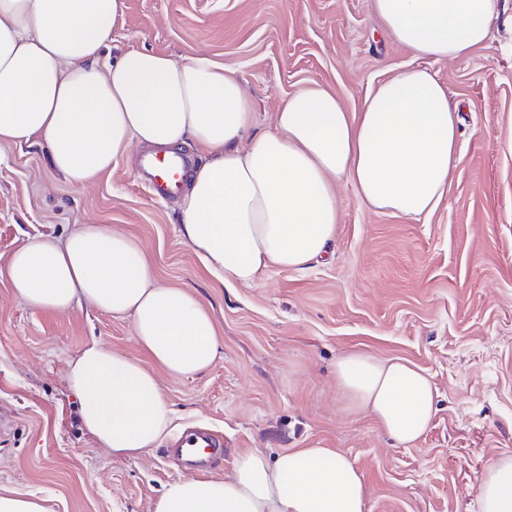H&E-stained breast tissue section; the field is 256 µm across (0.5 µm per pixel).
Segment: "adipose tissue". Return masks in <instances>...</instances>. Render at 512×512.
Segmentation results:
<instances>
[{
    "mask_svg": "<svg viewBox=\"0 0 512 512\" xmlns=\"http://www.w3.org/2000/svg\"><path fill=\"white\" fill-rule=\"evenodd\" d=\"M122 0H0V143L44 144L74 185L110 170L132 146L174 154L195 146L207 163L185 177L179 233L223 284L250 286L272 268L304 270L336 234L340 184L368 207L408 220L434 212L462 156L457 106L427 69L380 82L347 109L310 83L288 96L276 130L251 135V102L235 71L201 56L177 61L104 50ZM385 32L415 58L455 60L489 41L500 0H372ZM7 276L30 308L64 313L87 304L132 319L151 360L173 377L217 355L209 311L187 290L155 283L146 252L106 224L15 251ZM83 426L117 457L164 441L173 409L155 371L93 341L66 373ZM337 391L396 444L430 426L436 389L420 367L368 352L337 358ZM365 487L333 448L268 457L239 454L221 478H180L153 512H364ZM478 512H512V454L484 471Z\"/></svg>",
    "mask_w": 512,
    "mask_h": 512,
    "instance_id": "1",
    "label": "adipose tissue"
}]
</instances>
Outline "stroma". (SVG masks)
Here are the masks:
<instances>
[{"mask_svg":"<svg viewBox=\"0 0 512 512\" xmlns=\"http://www.w3.org/2000/svg\"><path fill=\"white\" fill-rule=\"evenodd\" d=\"M132 47L234 68L257 134L274 131L282 101L303 84L352 110L413 62L370 0H122L105 55ZM425 66L460 108L462 162L441 205L408 221L341 185L328 256L302 271L270 269L252 286L206 271L180 239L178 198L140 181L138 151L75 186L43 147L0 144V493L50 499L54 512H153L169 483L223 477L240 453L333 448L360 472L365 512H477L484 470L512 454V24L495 21L468 57ZM83 224L136 240L157 284L192 292L216 326L207 370L158 372L176 429L135 458L97 445L65 380L94 339L145 360L131 319L87 306L32 310L7 277L15 250ZM354 351L431 376L437 413L412 445L395 444L337 392L336 360ZM192 430L219 443L205 464L179 456Z\"/></svg>","mask_w":512,"mask_h":512,"instance_id":"1","label":"stroma"}]
</instances>
